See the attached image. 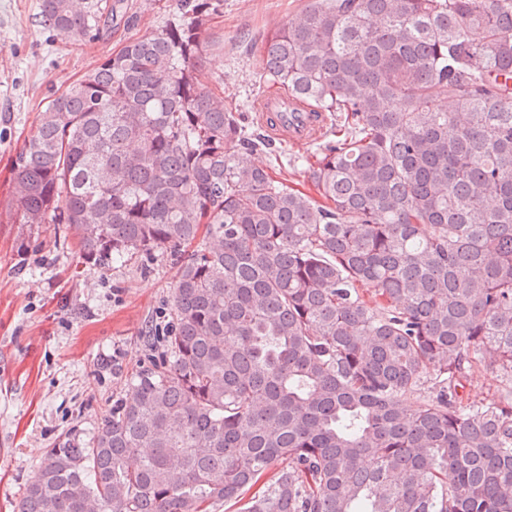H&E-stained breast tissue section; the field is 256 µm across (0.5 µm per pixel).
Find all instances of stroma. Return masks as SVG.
I'll return each instance as SVG.
<instances>
[{
    "mask_svg": "<svg viewBox=\"0 0 512 512\" xmlns=\"http://www.w3.org/2000/svg\"><path fill=\"white\" fill-rule=\"evenodd\" d=\"M121 2L128 24L100 26L94 41L50 44L39 0H0V512H13L54 441L89 440L130 374L161 357L145 332L172 320L176 262L135 256L103 268L83 263L75 240L53 224H18L11 164L51 93L64 90L128 39L162 26L176 0ZM306 0H224L205 37L212 44L206 86L262 128L255 106L265 90L262 40ZM311 144L272 143L260 154L277 180L309 189Z\"/></svg>",
    "mask_w": 512,
    "mask_h": 512,
    "instance_id": "stroma-1",
    "label": "stroma"
}]
</instances>
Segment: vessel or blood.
Segmentation results:
<instances>
[{
	"label": "vessel or blood",
	"instance_id": "obj_1",
	"mask_svg": "<svg viewBox=\"0 0 512 512\" xmlns=\"http://www.w3.org/2000/svg\"><path fill=\"white\" fill-rule=\"evenodd\" d=\"M258 119L264 131L281 142L306 144L321 137L326 117L320 112H292L287 101L265 95L257 102Z\"/></svg>",
	"mask_w": 512,
	"mask_h": 512
}]
</instances>
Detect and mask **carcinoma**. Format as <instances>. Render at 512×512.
Instances as JSON below:
<instances>
[{
  "instance_id": "1",
  "label": "carcinoma",
  "mask_w": 512,
  "mask_h": 512,
  "mask_svg": "<svg viewBox=\"0 0 512 512\" xmlns=\"http://www.w3.org/2000/svg\"><path fill=\"white\" fill-rule=\"evenodd\" d=\"M223 6L177 0L15 157L19 223L86 262L192 248L166 354L17 512H512V0H308L268 36L265 81L330 122L314 196L202 83ZM102 21L40 3L56 43ZM502 389L500 373L484 364L478 365L467 389L468 398L476 401L496 399Z\"/></svg>"
}]
</instances>
